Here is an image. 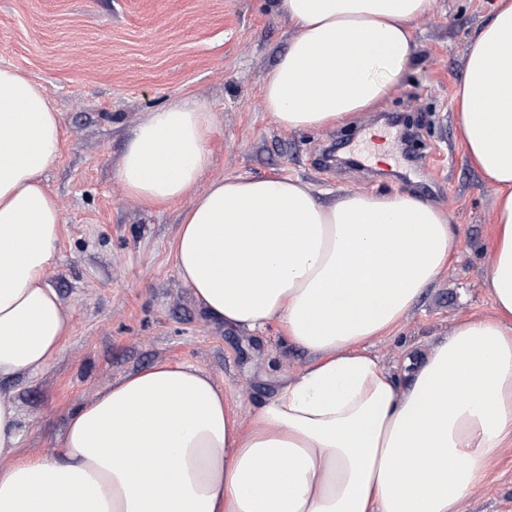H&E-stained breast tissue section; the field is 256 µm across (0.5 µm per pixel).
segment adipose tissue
I'll use <instances>...</instances> for the list:
<instances>
[{
    "instance_id": "obj_1",
    "label": "adipose tissue",
    "mask_w": 512,
    "mask_h": 512,
    "mask_svg": "<svg viewBox=\"0 0 512 512\" xmlns=\"http://www.w3.org/2000/svg\"><path fill=\"white\" fill-rule=\"evenodd\" d=\"M431 0H280L295 29L262 104L288 130L334 128L382 102L417 53ZM456 93L469 164L496 189L494 314L458 321L395 369L369 351L447 266L455 228L404 191L325 201L291 177L199 187L212 115L187 98L134 129L118 180L135 199L189 198L180 279L212 318L268 324L311 357L242 420L195 365L157 362L70 413L54 454H23L0 396V512H456L512 445V0L468 37ZM60 117L0 66V381L41 371L69 316L44 282L62 221L44 175Z\"/></svg>"
}]
</instances>
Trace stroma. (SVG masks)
I'll return each instance as SVG.
<instances>
[{
  "label": "stroma",
  "instance_id": "obj_1",
  "mask_svg": "<svg viewBox=\"0 0 512 512\" xmlns=\"http://www.w3.org/2000/svg\"><path fill=\"white\" fill-rule=\"evenodd\" d=\"M487 10L488 0H432L413 25L416 56L376 108L343 127L286 130L261 98L293 34L274 0H0V65L42 85L63 129L45 173L62 210L45 281L71 331L39 373L0 382V395L19 410L22 452H57L71 411L158 361L209 373L246 419L309 360L274 343L277 325L245 331L198 306L172 252L188 199L156 207L121 190L117 167L133 129L177 98L194 99L213 117L201 184L291 176L327 198L397 189L446 211L457 231L450 261L398 326L375 340L385 366L462 318L492 315L495 189L466 161L455 107L467 36ZM458 512H512V447L490 462Z\"/></svg>",
  "mask_w": 512,
  "mask_h": 512
}]
</instances>
